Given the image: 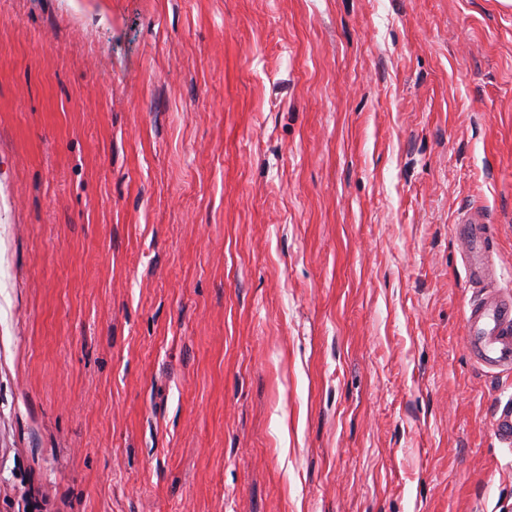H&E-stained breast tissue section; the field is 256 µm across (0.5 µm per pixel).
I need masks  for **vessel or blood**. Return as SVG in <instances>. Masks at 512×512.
Here are the masks:
<instances>
[{
	"mask_svg": "<svg viewBox=\"0 0 512 512\" xmlns=\"http://www.w3.org/2000/svg\"><path fill=\"white\" fill-rule=\"evenodd\" d=\"M456 233L465 250L469 279L488 284L489 224L480 207L467 209ZM467 346L489 368L512 367V295L491 293L473 302L465 316Z\"/></svg>",
	"mask_w": 512,
	"mask_h": 512,
	"instance_id": "1",
	"label": "vessel or blood"
}]
</instances>
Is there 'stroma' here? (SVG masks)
Returning <instances> with one entry per match:
<instances>
[{
    "instance_id": "35a3bbf8",
    "label": "stroma",
    "mask_w": 512,
    "mask_h": 512,
    "mask_svg": "<svg viewBox=\"0 0 512 512\" xmlns=\"http://www.w3.org/2000/svg\"><path fill=\"white\" fill-rule=\"evenodd\" d=\"M473 205L512 0H0V512H512ZM456 233L464 244L465 266L474 284L491 283L489 278V224L478 206L467 209L458 221Z\"/></svg>"
}]
</instances>
